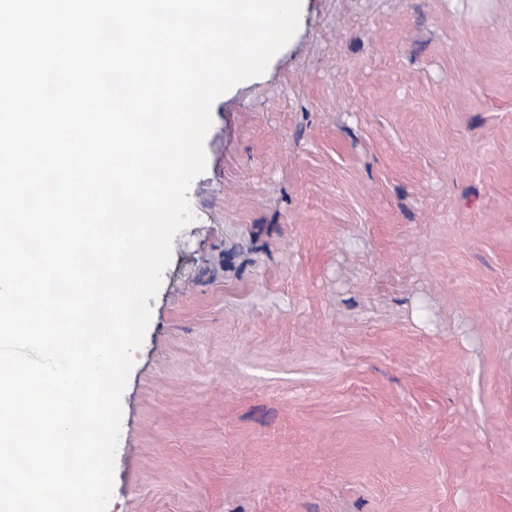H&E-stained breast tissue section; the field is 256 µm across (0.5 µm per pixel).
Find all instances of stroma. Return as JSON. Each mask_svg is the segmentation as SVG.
Listing matches in <instances>:
<instances>
[{"label": "stroma", "instance_id": "obj_1", "mask_svg": "<svg viewBox=\"0 0 512 512\" xmlns=\"http://www.w3.org/2000/svg\"><path fill=\"white\" fill-rule=\"evenodd\" d=\"M203 147L107 512H512V0H301Z\"/></svg>", "mask_w": 512, "mask_h": 512}]
</instances>
